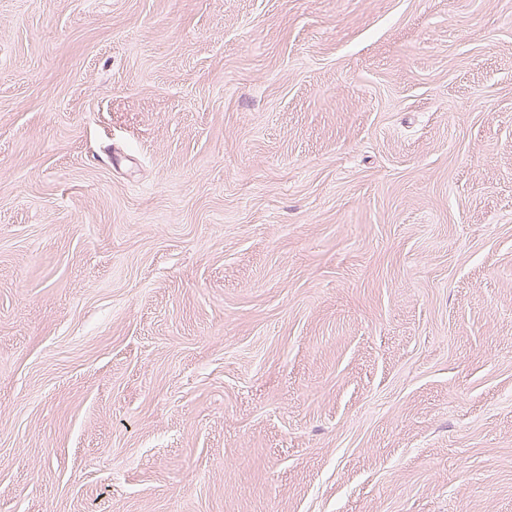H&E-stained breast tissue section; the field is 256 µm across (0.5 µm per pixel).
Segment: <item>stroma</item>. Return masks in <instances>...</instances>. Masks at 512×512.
Wrapping results in <instances>:
<instances>
[{"label":"stroma","instance_id":"1","mask_svg":"<svg viewBox=\"0 0 512 512\" xmlns=\"http://www.w3.org/2000/svg\"><path fill=\"white\" fill-rule=\"evenodd\" d=\"M0 512H512V0H0Z\"/></svg>","mask_w":512,"mask_h":512}]
</instances>
